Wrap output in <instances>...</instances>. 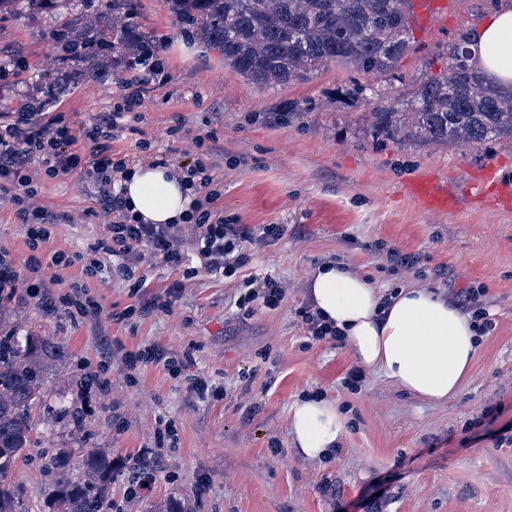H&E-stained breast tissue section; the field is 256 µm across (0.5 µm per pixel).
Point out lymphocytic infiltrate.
I'll list each match as a JSON object with an SVG mask.
<instances>
[{"instance_id":"1","label":"lymphocytic infiltrate","mask_w":512,"mask_h":512,"mask_svg":"<svg viewBox=\"0 0 512 512\" xmlns=\"http://www.w3.org/2000/svg\"><path fill=\"white\" fill-rule=\"evenodd\" d=\"M138 92L124 97L114 111L102 112L81 129H73L62 113H0V199L11 203L20 223L27 226L31 251L28 267L50 269V279L21 275L7 255H0V293L24 288L30 297L53 301L55 307L72 310L79 316L100 315L102 308L88 295L86 285L65 281L63 274L80 269L83 277L98 273L97 260L82 252H44L50 229L61 222L60 214L36 205L37 188L31 173V159H38L52 178L80 174L93 200L97 214L106 226V238L99 249L118 261L117 270L132 282L133 290L146 287V277L137 273L144 262L183 270L185 278L199 272L233 277L247 261L245 249L251 244L279 239L282 224H234L224 220L219 201L221 192L213 186L208 153H199L181 173L192 179L197 192L192 206L177 224H150L131 215L121 192L116 191L118 175L126 173L131 159L113 148L116 131L126 112L142 107ZM195 250L200 265L186 264L188 250ZM68 284V291L51 296L50 285Z\"/></svg>"}]
</instances>
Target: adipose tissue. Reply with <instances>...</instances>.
<instances>
[{"mask_svg":"<svg viewBox=\"0 0 512 512\" xmlns=\"http://www.w3.org/2000/svg\"><path fill=\"white\" fill-rule=\"evenodd\" d=\"M467 62L495 85L512 86V9L489 15L466 44ZM131 214L171 224L186 213L194 192L171 169L132 167L120 181ZM315 309L335 326L356 362L377 370L402 389L431 401L453 396L471 371L480 344L470 314L426 286L384 295L365 278L327 264L308 283ZM300 452L323 460L339 447L344 416L327 400L308 397L290 410Z\"/></svg>","mask_w":512,"mask_h":512,"instance_id":"adipose-tissue-1","label":"adipose tissue"}]
</instances>
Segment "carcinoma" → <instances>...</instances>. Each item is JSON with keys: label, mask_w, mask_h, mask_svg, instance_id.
<instances>
[{"label": "carcinoma", "mask_w": 512, "mask_h": 512, "mask_svg": "<svg viewBox=\"0 0 512 512\" xmlns=\"http://www.w3.org/2000/svg\"><path fill=\"white\" fill-rule=\"evenodd\" d=\"M70 12L51 32L59 64L79 63L96 82L112 80L117 59L146 68L164 48L141 35L140 0H35ZM175 24L224 55V64L255 83L304 82L320 67L352 63L365 73H390L411 51L412 0H166ZM459 44L448 49V68L421 84L399 112L374 113L375 129L398 139L477 146L512 139V88L489 86L465 63ZM70 91L69 73L48 78L28 112L51 109ZM0 512H20L14 470L32 458L34 423L29 410L44 397L45 365L58 359L46 339L19 340L0 310ZM48 459L45 512H112V456L101 448L82 456V474L70 472L63 448H44Z\"/></svg>", "instance_id": "carcinoma-1"}]
</instances>
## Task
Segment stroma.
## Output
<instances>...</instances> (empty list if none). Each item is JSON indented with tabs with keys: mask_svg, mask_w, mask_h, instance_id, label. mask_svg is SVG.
I'll list each match as a JSON object with an SVG mask.
<instances>
[{
	"mask_svg": "<svg viewBox=\"0 0 512 512\" xmlns=\"http://www.w3.org/2000/svg\"><path fill=\"white\" fill-rule=\"evenodd\" d=\"M504 0H448L446 14L412 17L413 48L398 68L364 74L336 61L306 82L258 85L225 67L223 56L180 33L164 0H141L144 33L166 37L142 87L144 105L127 113L114 144L135 162L187 163L196 138L212 137L213 174L226 220L283 224L284 236L250 248L240 275L142 266L150 285L132 293L105 253L90 279L102 316L46 314L34 300H9L23 334L46 337L60 350L46 375L48 397L31 417L41 446L81 456L105 448L120 475L112 485L116 512H145L176 497L187 512H512V201L494 200L446 215L420 210L404 193L431 174L459 196L486 169L512 184V140L474 147L403 141L376 133L374 113L401 101L448 63V48L468 36ZM59 15L33 0L0 15V111H16L39 95L56 67L49 38ZM124 69L97 84L73 76L56 111L81 128L121 103L133 78ZM39 202L73 216L56 225L50 250H91L104 239L100 218L79 176L41 181ZM413 257L389 271L384 252ZM16 267L29 251L26 229L0 200V250ZM349 267L386 291L425 285L450 301L474 286L494 328L482 338L470 375L443 401H426L375 371L344 383L355 360L347 346L314 342L297 312L310 302L308 281L322 265ZM272 277L284 288L276 309L253 302L241 310L244 277ZM183 289L172 309L119 323L111 315L164 291ZM157 345L186 357L187 372L208 386L198 393L151 365L129 382L120 358L104 361V342ZM107 377V391L94 381ZM307 396L332 402L346 418L334 457L306 459L290 432L292 404ZM498 406L486 418V406ZM78 408L86 428L54 423L47 411ZM174 441L159 440V421ZM161 457L148 489L131 491L126 475L140 452ZM39 460L19 464L15 481L25 512H43Z\"/></svg>",
	"mask_w": 512,
	"mask_h": 512,
	"instance_id": "obj_1",
	"label": "stroma"
}]
</instances>
